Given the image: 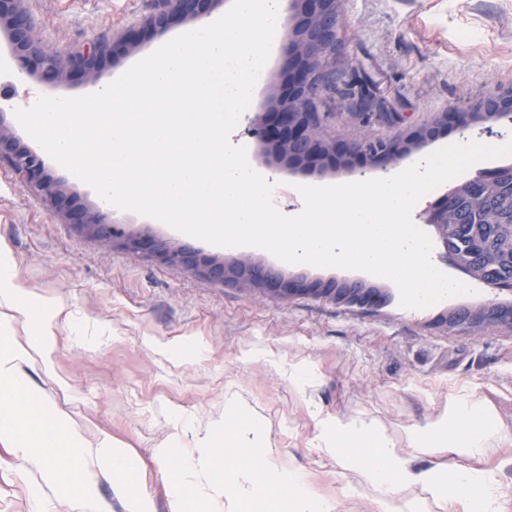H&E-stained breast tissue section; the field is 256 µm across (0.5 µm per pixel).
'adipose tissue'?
Returning <instances> with one entry per match:
<instances>
[{
    "mask_svg": "<svg viewBox=\"0 0 512 512\" xmlns=\"http://www.w3.org/2000/svg\"><path fill=\"white\" fill-rule=\"evenodd\" d=\"M16 313L33 329L24 339L11 336L0 346V444L41 464L68 500L93 504L90 473L95 470L111 478L126 512H151L136 491L143 472L140 459L111 436L87 439L68 415L42 403L29 385L21 364L30 352L48 354L52 336L45 310L32 305L28 289L15 282L11 265L1 260L0 321ZM407 439L423 456L451 453L455 466H416L396 454L380 428L341 419L323 442L344 469L359 472L379 490L381 512H429L433 504L446 505L448 512H505L497 476L499 469L512 466V458L502 459L495 469L485 460L494 448L512 442V430L500 423L488 397L465 390L450 395L442 412L426 427L410 430ZM355 443L367 445L368 454L352 451Z\"/></svg>",
    "mask_w": 512,
    "mask_h": 512,
    "instance_id": "1",
    "label": "adipose tissue"
}]
</instances>
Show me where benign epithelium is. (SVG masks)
Listing matches in <instances>:
<instances>
[{
    "instance_id": "1",
    "label": "benign epithelium",
    "mask_w": 512,
    "mask_h": 512,
    "mask_svg": "<svg viewBox=\"0 0 512 512\" xmlns=\"http://www.w3.org/2000/svg\"><path fill=\"white\" fill-rule=\"evenodd\" d=\"M219 0H164L163 9L145 27L128 31L112 43V58L128 54L140 46L149 33H157L175 22H189L210 13ZM289 29L306 28L310 33L305 42L289 44L285 73L288 91L281 95L276 110L262 113L252 119L253 132L262 140L283 148L305 169L314 172L320 166L338 158L347 161L351 173L365 174L366 170H382L398 165L409 158L401 155L400 141L423 137L413 152L419 154L441 137L447 128H464V113L449 110L441 120L409 129L400 140H388L370 150L367 141L350 143L340 136L325 132L329 113L318 109L315 97L322 84L328 60L335 54L343 27L336 11V0H293ZM0 50L7 53L31 76L36 85L50 90H64L75 84H89L102 77L103 56L101 43L88 42L82 48L63 53L49 49L35 34L33 22L17 0H0ZM479 110L495 113L498 121L512 122V92L497 91L484 96ZM0 162L10 166L15 178L23 185L40 193L50 209L63 215L65 223L80 231L90 225L95 237L110 241L121 234L119 220L111 208H106L91 197L71 189L66 175L55 173V181L48 180L51 166L44 155L26 145L15 129L6 110H0ZM456 207L453 194L444 196L434 207L430 221L437 231L447 226L448 211ZM201 248L191 242L175 250L150 233L137 235L129 252L158 264L180 267L193 259ZM251 275L263 284L261 296L281 299L285 292L283 270L266 261L256 259L250 265ZM202 276L216 285H225L224 263L213 262L202 270Z\"/></svg>"
}]
</instances>
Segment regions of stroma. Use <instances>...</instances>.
<instances>
[{
	"label": "stroma",
	"mask_w": 512,
	"mask_h": 512,
	"mask_svg": "<svg viewBox=\"0 0 512 512\" xmlns=\"http://www.w3.org/2000/svg\"><path fill=\"white\" fill-rule=\"evenodd\" d=\"M24 6L37 37L64 52L119 40L161 0ZM340 14L341 46L319 100L330 133L348 141L386 140L512 89V0H340ZM289 41L288 28L277 31L249 113L276 108ZM1 247L34 302L57 310L51 361L32 357L30 385L86 436L112 434L140 456L138 491L153 512H170L159 449L195 447L232 397L261 414L279 461L337 512H379V493L324 451L327 420L381 425L412 458L407 430L466 388L493 400L512 430V328L451 331L430 308L365 311L219 287L80 236L2 164ZM301 370L311 383L297 380ZM60 496L39 464L0 445V512H57Z\"/></svg>",
	"instance_id": "obj_1"
}]
</instances>
